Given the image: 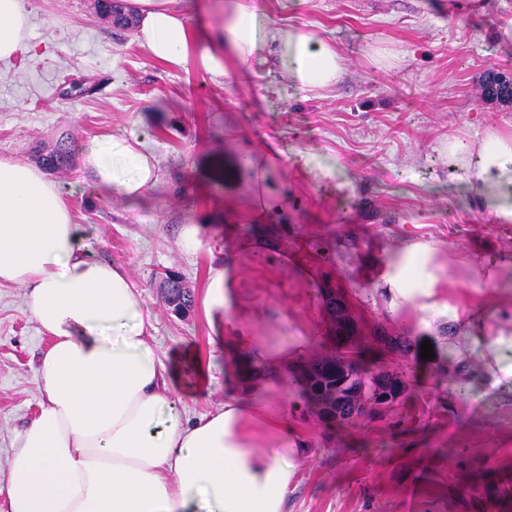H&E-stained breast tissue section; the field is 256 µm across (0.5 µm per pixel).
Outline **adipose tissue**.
<instances>
[{"label":"adipose tissue","mask_w":512,"mask_h":512,"mask_svg":"<svg viewBox=\"0 0 512 512\" xmlns=\"http://www.w3.org/2000/svg\"><path fill=\"white\" fill-rule=\"evenodd\" d=\"M171 0H134L138 37L157 59L190 61L187 17ZM218 22L200 48L210 72L232 78L266 39L284 50L291 81L313 92L343 72L335 45L314 32H265L255 0H217ZM23 0H0V61L26 44ZM448 157L469 173L475 205L496 223H512V131L489 127L448 141ZM96 185L134 199L156 181V160L141 137L95 142L86 155ZM254 211L283 214L276 156L249 154L222 170ZM262 240L235 242L210 267L201 304L213 342L224 345L227 372L287 375L317 343L314 327L287 343L259 336L264 308L245 305L241 272ZM25 290L27 309L51 343L38 365L42 400L12 444L8 512H285L307 446L287 419L246 389L187 420L174 399L181 369L166 368L152 320L123 266L85 254L80 227L58 182L39 168L0 159V285ZM391 310L418 331L454 320L463 336L484 335L476 308L448 302V258L434 245L402 242L385 258Z\"/></svg>","instance_id":"adipose-tissue-1"}]
</instances>
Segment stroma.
Returning <instances> with one entry per match:
<instances>
[{
  "label": "stroma",
  "mask_w": 512,
  "mask_h": 512,
  "mask_svg": "<svg viewBox=\"0 0 512 512\" xmlns=\"http://www.w3.org/2000/svg\"><path fill=\"white\" fill-rule=\"evenodd\" d=\"M486 13L449 15L448 0H257L264 23L303 26L336 45L344 70L317 93L290 80L282 50L264 45L232 80L199 57L184 67L155 59L136 37L103 17L94 0H24L28 41L0 62V158L34 163L61 138L79 145L73 168L53 173L91 258L126 266L156 328L160 356L189 352L211 367L180 379L187 419L223 403L224 351L208 342L201 305L183 315L166 306L160 282L180 275L202 297L209 266L224 257V232L266 236L273 248L245 270L247 301L264 305L283 339L293 340L315 312L320 341L312 357L334 350L323 295L335 292L354 326L350 345L364 365L400 377L407 388L384 411L331 421L305 399L304 383L255 374L257 397L275 400L303 433L286 512H466L474 472L512 481V378L480 371L488 347L457 342V325L437 324L434 358L384 349L377 332L410 336L389 311L380 286L387 252L414 239L447 252L450 301L472 285L465 265L492 275L481 293L491 330L512 319V223L476 208L468 175L453 168L449 138L512 127V103L482 96L493 70L512 78V49L492 38L497 0ZM398 54L382 66L375 49ZM145 134L157 179L136 200L96 186L86 152L109 136ZM281 152L286 224L228 212L216 171L236 155ZM322 176H315L313 166ZM198 225L203 245L181 241ZM301 248L319 281L306 287L284 248ZM50 340L26 310L25 291L0 286V512H7L8 462L16 434L40 402L37 368Z\"/></svg>",
  "instance_id": "stroma-1"
}]
</instances>
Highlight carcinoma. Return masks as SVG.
Returning a JSON list of instances; mask_svg holds the SVG:
<instances>
[{"instance_id": "obj_1", "label": "carcinoma", "mask_w": 512, "mask_h": 512, "mask_svg": "<svg viewBox=\"0 0 512 512\" xmlns=\"http://www.w3.org/2000/svg\"><path fill=\"white\" fill-rule=\"evenodd\" d=\"M485 82L492 85L490 98L503 99L512 95V81L490 71ZM76 151L73 141L60 140L57 145L36 155L37 163L46 170L56 172L71 165ZM308 386V398L321 411L339 410L352 413L368 404L384 405V398L395 400L403 393L404 382L397 376L379 373L368 375V369L351 355L334 354L317 358L300 371ZM472 501L482 512H499L501 503L512 495V484L507 482L493 493L483 482L469 489Z\"/></svg>"}]
</instances>
